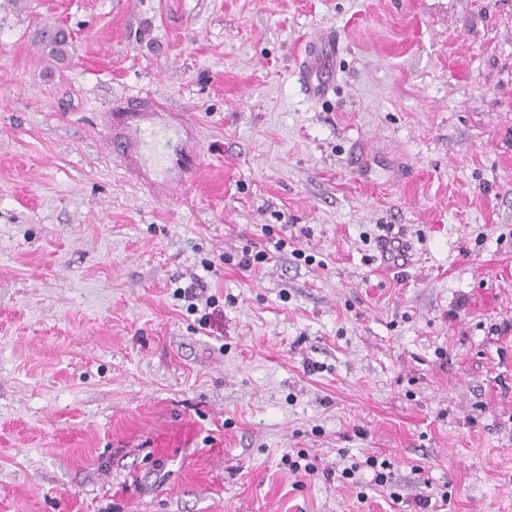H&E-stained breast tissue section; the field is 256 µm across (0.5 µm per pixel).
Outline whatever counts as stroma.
Segmentation results:
<instances>
[{
  "instance_id": "obj_1",
  "label": "stroma",
  "mask_w": 512,
  "mask_h": 512,
  "mask_svg": "<svg viewBox=\"0 0 512 512\" xmlns=\"http://www.w3.org/2000/svg\"><path fill=\"white\" fill-rule=\"evenodd\" d=\"M146 93L188 127L139 182ZM265 226L313 262L241 271ZM506 321L512 0H0V512H512ZM318 46L314 47L310 56L306 58L302 62L300 69V80L307 91V93L311 96L315 97H324L329 89L331 88V80L333 78V71L329 69V63L327 66L325 65L326 61L325 57L330 53L331 60L334 56V44L329 43L328 47L321 51V58L319 61H316L315 53L317 51ZM325 51V53H324ZM314 58V60H312ZM151 97H136L127 101L128 121L121 124L112 136V151L121 167L131 176H138L143 168V141L139 136L142 126L150 123V112H145ZM383 231L386 232L385 235H379L377 237V244L379 247L380 258L382 264L386 267H403L408 260L409 253V245L401 236L402 232L398 229L396 233L393 232V226L387 225L380 226ZM402 261V264L399 263Z\"/></svg>"
}]
</instances>
